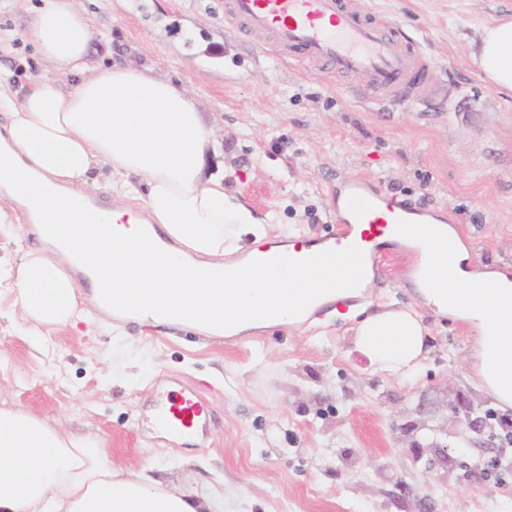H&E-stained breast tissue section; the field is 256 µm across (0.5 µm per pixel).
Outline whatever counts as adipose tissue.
I'll use <instances>...</instances> for the list:
<instances>
[{"mask_svg":"<svg viewBox=\"0 0 512 512\" xmlns=\"http://www.w3.org/2000/svg\"><path fill=\"white\" fill-rule=\"evenodd\" d=\"M28 38L54 76L33 78L15 97L0 70V223L24 216L39 247L0 254V288L22 318L56 331L103 314L113 330L133 321L202 336H253L303 321L313 304L367 283L361 263L338 266L328 247L289 265L222 177L206 173L214 132L192 98L148 69L87 61L92 31L76 0H40ZM475 58L487 82L512 91V19L486 28ZM112 201L82 204L97 170ZM148 234L158 251L139 241ZM399 245L415 247L417 285L438 316L467 320L494 396L512 391V282L470 263L445 224H412ZM89 278L82 286L73 268ZM354 344L383 373L406 378L425 357L426 330L405 309L367 314ZM178 487L113 466L91 431L0 398V512H202Z\"/></svg>","mask_w":512,"mask_h":512,"instance_id":"obj_1","label":"adipose tissue"}]
</instances>
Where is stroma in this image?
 <instances>
[{
    "label": "stroma",
    "mask_w": 512,
    "mask_h": 512,
    "mask_svg": "<svg viewBox=\"0 0 512 512\" xmlns=\"http://www.w3.org/2000/svg\"><path fill=\"white\" fill-rule=\"evenodd\" d=\"M394 17L428 76L405 104L358 77L289 65L261 35L224 24V0H78L91 65L151 68L193 98L220 150L207 169L281 230L318 240L336 225L337 186L362 177L421 209L452 212L474 263L512 273V92L483 78L472 50L512 0H363ZM37 0H0L13 34L0 68L16 90L52 75L25 33ZM372 303L420 307L399 251L382 254ZM0 296V394L73 430H94L119 467L210 501L212 512H512V448L472 368L469 325L424 312L431 352L416 380L375 371L332 318L218 343L177 329L92 321L34 331ZM206 401L192 441L152 428L174 384ZM482 418L472 443L466 416ZM447 442L438 463L431 440ZM480 467V478L468 477Z\"/></svg>",
    "instance_id": "stroma-1"
}]
</instances>
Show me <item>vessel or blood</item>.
I'll list each match as a JSON object with an SVG mask.
<instances>
[{"label": "vessel or blood", "mask_w": 512, "mask_h": 512, "mask_svg": "<svg viewBox=\"0 0 512 512\" xmlns=\"http://www.w3.org/2000/svg\"><path fill=\"white\" fill-rule=\"evenodd\" d=\"M224 22L240 36L260 34L266 49L304 69L361 76L371 91H391L410 100L428 74L418 49L401 38L399 23L367 11L361 0H224ZM336 232L329 245L337 256L361 255L371 278H379L384 237L400 235L423 210L361 178L336 192ZM160 432L204 434L207 413L194 390L169 392L157 411Z\"/></svg>", "instance_id": "1"}]
</instances>
